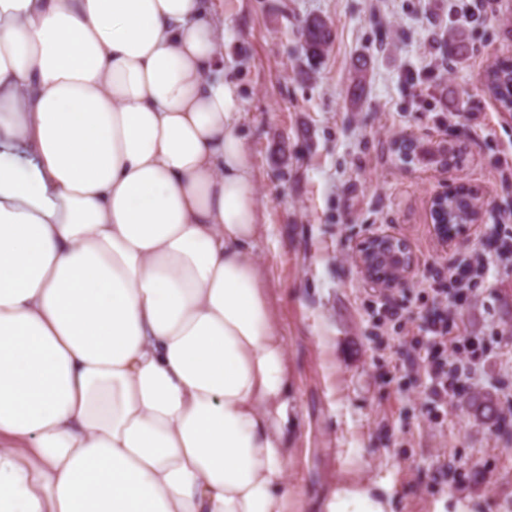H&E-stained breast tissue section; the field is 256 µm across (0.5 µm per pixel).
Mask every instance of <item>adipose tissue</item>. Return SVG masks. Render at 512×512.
Listing matches in <instances>:
<instances>
[{"mask_svg": "<svg viewBox=\"0 0 512 512\" xmlns=\"http://www.w3.org/2000/svg\"><path fill=\"white\" fill-rule=\"evenodd\" d=\"M214 0H0V512H288V366Z\"/></svg>", "mask_w": 512, "mask_h": 512, "instance_id": "adipose-tissue-1", "label": "adipose tissue"}]
</instances>
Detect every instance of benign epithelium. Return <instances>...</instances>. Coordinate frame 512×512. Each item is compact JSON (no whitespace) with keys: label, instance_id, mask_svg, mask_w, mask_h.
<instances>
[{"label":"benign epithelium","instance_id":"obj_1","mask_svg":"<svg viewBox=\"0 0 512 512\" xmlns=\"http://www.w3.org/2000/svg\"><path fill=\"white\" fill-rule=\"evenodd\" d=\"M357 263L373 281L397 287L404 283L413 266V256L402 239L379 233L366 237L360 243Z\"/></svg>","mask_w":512,"mask_h":512}]
</instances>
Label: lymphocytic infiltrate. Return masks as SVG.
<instances>
[{"instance_id":"f902f5d3","label":"lymphocytic infiltrate","mask_w":512,"mask_h":512,"mask_svg":"<svg viewBox=\"0 0 512 512\" xmlns=\"http://www.w3.org/2000/svg\"><path fill=\"white\" fill-rule=\"evenodd\" d=\"M511 255L512 236H508L495 252L478 251L458 269L450 270L447 287L435 289L442 310L423 327L410 360L411 367L423 376L432 411H439L456 395L461 379L474 369L481 348L480 337L459 335L452 308L461 305L470 286L498 274L503 259Z\"/></svg>"}]
</instances>
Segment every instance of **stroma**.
<instances>
[{"label": "stroma", "instance_id": "obj_1", "mask_svg": "<svg viewBox=\"0 0 512 512\" xmlns=\"http://www.w3.org/2000/svg\"><path fill=\"white\" fill-rule=\"evenodd\" d=\"M457 0H217L224 56L239 86L241 132L254 160L262 223L255 246L287 347L296 450L290 512H327L334 494L387 497L392 512H512V435L475 416L472 397L512 401V270L474 288L461 322L484 341V362L431 422L406 359L435 306L425 287L512 228V113L485 87L512 56V0L462 16ZM320 17L333 39L304 76L300 27ZM462 31L467 54L444 50ZM366 58L361 92L353 65ZM450 142L458 164H398L392 143ZM484 204L480 224L440 242L432 197L458 186ZM386 232L414 257L385 288L356 264L362 240ZM398 312L385 318L381 301ZM443 454L446 470L430 460Z\"/></svg>", "mask_w": 512, "mask_h": 512}]
</instances>
